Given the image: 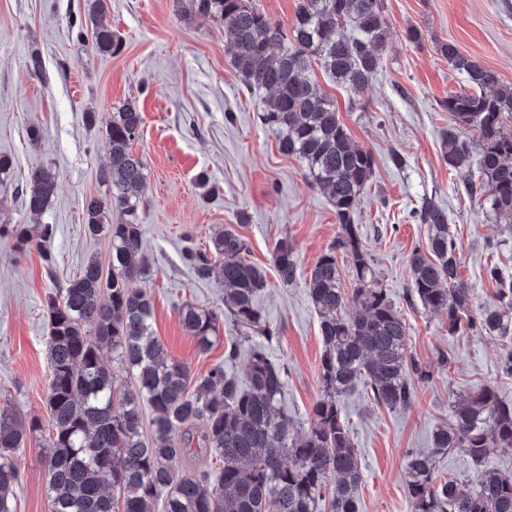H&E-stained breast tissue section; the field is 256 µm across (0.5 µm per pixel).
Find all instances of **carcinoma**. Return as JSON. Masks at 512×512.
Returning a JSON list of instances; mask_svg holds the SVG:
<instances>
[{"mask_svg": "<svg viewBox=\"0 0 512 512\" xmlns=\"http://www.w3.org/2000/svg\"><path fill=\"white\" fill-rule=\"evenodd\" d=\"M87 2L93 49L122 53L121 37L102 22L108 0ZM185 14L224 27L226 50L242 85L260 97L263 121L280 151L299 161L335 208L337 244L304 279L320 317L322 398L308 429L294 435L281 408L284 367L263 349L251 351L242 380L219 364L193 382L188 367L171 358L155 336L153 299L130 286L148 265L138 216L146 164L132 149L143 116L128 100L112 113L108 162L98 172L125 220L106 224L101 199L85 204L88 235L109 240L108 267L93 255L46 298L51 512H152L160 498L163 512H360L359 455L338 398L363 381L377 404L407 408L416 384L430 372L412 356L406 323L386 290L372 285L373 259L354 224L375 172L374 156L351 141L336 101L313 77V63L349 92L351 103L359 102L387 47L385 0H298L289 28L255 0H187ZM439 51L468 85L442 103L453 120L443 160L448 170L467 174L464 192L484 199L512 231V133L503 127V116L512 114V86L451 43ZM17 191L28 214L39 217L57 195L58 176L36 169ZM413 218L427 226L428 242L427 251L416 249L409 258L410 302L445 314L450 335L468 330L500 341L498 369L512 376V275L489 268L496 302L473 310L448 212L426 201ZM53 237L52 224L0 226V238L19 251L36 248L49 269L55 263ZM338 249L355 271L350 297L341 288ZM247 251L243 236L226 225L212 247L187 246L182 257L199 279H216L224 287V315L271 339L274 330L257 302L267 287L266 270L246 260ZM273 267L282 285L296 282L298 265L288 241L274 248ZM351 298L357 304L353 314L347 312ZM179 317L198 347L208 350L219 314L186 303ZM107 355L112 362L105 361ZM42 430L38 418L26 421L0 406V512H14L17 450L39 439ZM511 447V400L493 384L459 396L450 422L408 462L411 512H512V475L486 466L490 449ZM192 448L210 462L184 465ZM453 448L477 466L469 489L437 473L439 458Z\"/></svg>", "mask_w": 512, "mask_h": 512, "instance_id": "1", "label": "carcinoma"}]
</instances>
